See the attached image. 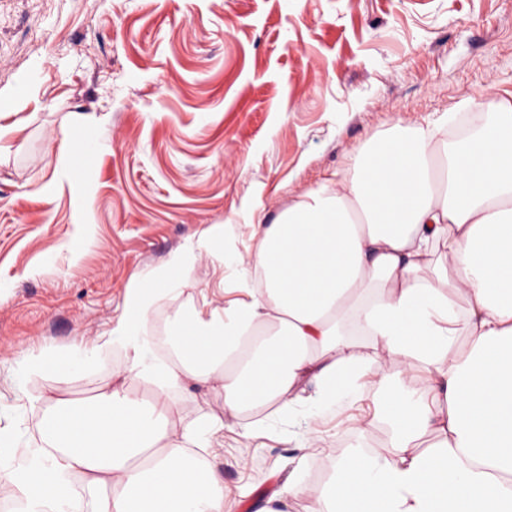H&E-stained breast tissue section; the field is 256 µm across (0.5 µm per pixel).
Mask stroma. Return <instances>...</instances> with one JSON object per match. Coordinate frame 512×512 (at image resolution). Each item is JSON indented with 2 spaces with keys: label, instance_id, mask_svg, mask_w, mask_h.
Instances as JSON below:
<instances>
[{
  "label": "stroma",
  "instance_id": "35a3bbf8",
  "mask_svg": "<svg viewBox=\"0 0 512 512\" xmlns=\"http://www.w3.org/2000/svg\"><path fill=\"white\" fill-rule=\"evenodd\" d=\"M508 102L512 0H0V428L16 455L39 443L28 392L113 380L104 363L25 377L16 358L105 335L180 251L191 275L155 314L228 308L236 255L371 136ZM78 136L84 165L58 151ZM377 404L366 381L324 412V450L264 409L254 436L225 431L228 512H258L291 474L321 489Z\"/></svg>",
  "mask_w": 512,
  "mask_h": 512
}]
</instances>
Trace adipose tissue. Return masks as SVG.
Here are the masks:
<instances>
[{
	"label": "adipose tissue",
	"mask_w": 512,
	"mask_h": 512,
	"mask_svg": "<svg viewBox=\"0 0 512 512\" xmlns=\"http://www.w3.org/2000/svg\"><path fill=\"white\" fill-rule=\"evenodd\" d=\"M248 298L205 319L176 308L155 355L144 327L171 295L168 272L128 289L104 341L82 342L20 372L75 374L124 353L120 386L50 399L25 464L0 463L21 512H225L215 470L224 422L329 408L371 378L394 439L354 448L328 486L289 478L280 502L307 512H512V113L457 152L438 127L373 137L351 165L263 227L240 256ZM368 336L353 340L348 326ZM467 350H459V340ZM204 386L221 413L186 420L177 395Z\"/></svg>",
	"instance_id": "obj_1"
}]
</instances>
